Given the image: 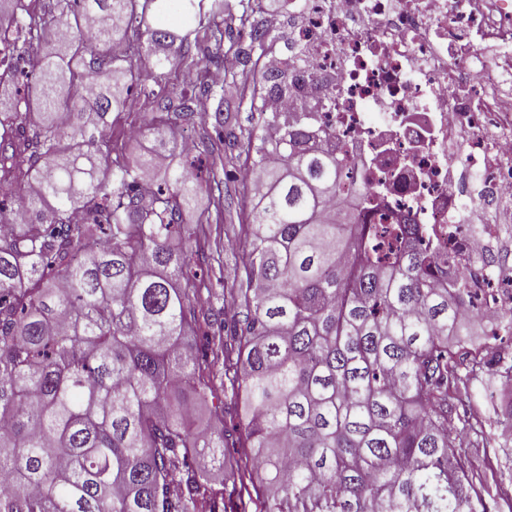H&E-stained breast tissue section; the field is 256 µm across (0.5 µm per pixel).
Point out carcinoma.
I'll list each match as a JSON object with an SVG mask.
<instances>
[{"label": "carcinoma", "instance_id": "obj_1", "mask_svg": "<svg viewBox=\"0 0 512 512\" xmlns=\"http://www.w3.org/2000/svg\"><path fill=\"white\" fill-rule=\"evenodd\" d=\"M0 64L24 58L21 37L63 31L35 80L0 113V165L16 169L22 224L0 235V512H209L194 458L257 482L264 512H487L485 476L457 452L463 440L492 448L478 414L463 428L450 395L471 399L499 333L476 345L465 277L418 241L415 224H360L336 210V157L311 120L266 112L288 95L297 59L258 68L267 32L231 0H56L45 21L26 0H0ZM238 15L250 42L237 47L232 83L259 113L242 140L217 99L222 147L252 170L251 208L239 223L245 279L224 304L249 315L203 351L190 333L212 327L199 282L186 271L183 215L196 230L220 183L188 166L163 97L139 128L150 146L128 153L110 134L133 87L165 78L193 49L224 44ZM96 73L92 97L84 79ZM24 69L0 70L13 89ZM482 259L512 283L509 254ZM224 357V381L242 409L214 408L195 426L194 405L212 398L208 358ZM185 471L184 486L170 479Z\"/></svg>", "mask_w": 512, "mask_h": 512}]
</instances>
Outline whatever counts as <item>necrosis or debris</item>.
I'll use <instances>...</instances> for the list:
<instances>
[{
    "instance_id": "necrosis-or-debris-1",
    "label": "necrosis or debris",
    "mask_w": 512,
    "mask_h": 512,
    "mask_svg": "<svg viewBox=\"0 0 512 512\" xmlns=\"http://www.w3.org/2000/svg\"><path fill=\"white\" fill-rule=\"evenodd\" d=\"M289 42L301 47L299 96L270 97L273 111L316 117L343 179L338 204L376 223L357 202L366 188L395 224L419 225L470 272L476 244L499 229L493 204L512 202V0L488 9L451 0H300ZM497 48L486 59L482 45ZM468 224L482 225L478 235Z\"/></svg>"
}]
</instances>
